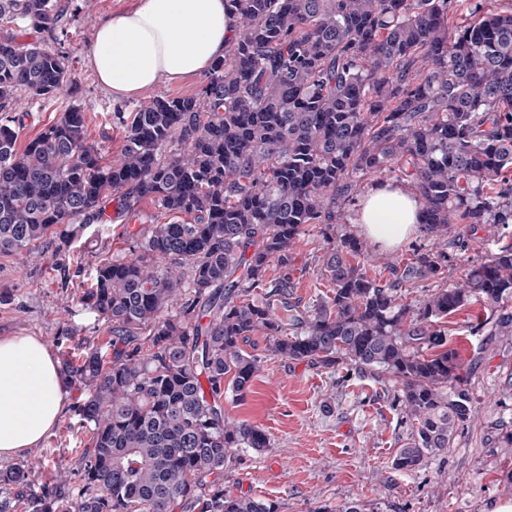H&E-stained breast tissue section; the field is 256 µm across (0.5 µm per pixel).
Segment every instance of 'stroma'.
I'll list each match as a JSON object with an SVG mask.
<instances>
[{
	"instance_id": "1",
	"label": "stroma",
	"mask_w": 512,
	"mask_h": 512,
	"mask_svg": "<svg viewBox=\"0 0 512 512\" xmlns=\"http://www.w3.org/2000/svg\"><path fill=\"white\" fill-rule=\"evenodd\" d=\"M129 0H92L93 17H73L66 32L13 28L20 42L62 50L70 60V82L49 98L20 97L13 113L20 119L19 145H26L51 126L69 106L88 116L86 137L106 157H118L123 145L122 119L156 96L198 93L202 78L160 83L144 95L116 101L93 75L86 52L96 21L128 5ZM151 201H142L139 215L91 225L70 249L45 247L35 258L0 254V289L10 298L0 303V336H33L52 353L94 344L112 336V326L81 308L79 298L90 286L95 264L128 255L139 228L167 222ZM423 233L385 251L364 241L358 258L368 275L383 277L381 256L411 258L414 248L428 246ZM326 245L323 227L304 225L288 265L297 282L290 301L307 310L330 287L320 275L319 258ZM469 311L452 316L450 341L461 362L469 365L474 418L458 429L450 446L431 457L425 468L407 474L391 460L409 426L401 420L395 397L398 384L347 368L324 369L272 354L263 335L252 336L248 352L260 370L244 396L226 394L224 411L236 420L262 428L268 448L239 451L237 462L224 470V488L234 495L277 501L280 512H313L320 506L341 512L356 504L359 512H496L512 504V336H472L465 324ZM83 394L68 385L57 425L38 447L0 457V470L19 462L29 465L34 486L51 481L54 470L77 471L88 436L74 430L73 406Z\"/></svg>"
}]
</instances>
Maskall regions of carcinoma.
<instances>
[{"mask_svg":"<svg viewBox=\"0 0 512 512\" xmlns=\"http://www.w3.org/2000/svg\"><path fill=\"white\" fill-rule=\"evenodd\" d=\"M226 6L240 31L224 59L197 94L139 105L114 162L85 140L75 105L19 149L14 99L58 94L69 60L0 35V253L69 245L112 220L111 205L117 218L137 217L144 200L172 215L144 228L128 257L97 264L82 296L112 340L86 346L79 362L62 352L91 434L78 473L33 491L24 465L0 471L15 489L0 512H280L224 491L239 449L270 447L262 428L224 417V393L243 395L260 370L242 348L257 332L276 356L396 380L411 434L392 466L414 473L473 416L445 319L478 302L486 317L471 335H512V10L466 0ZM69 8L0 0V22L63 32ZM372 175L419 199L431 247L384 262L390 277L379 280L352 262L363 243L346 230L321 258L331 295L278 317L301 227L349 224L346 206ZM475 246L485 255L456 284L403 301L402 288Z\"/></svg>","mask_w":512,"mask_h":512,"instance_id":"cac0c4a2","label":"carcinoma"}]
</instances>
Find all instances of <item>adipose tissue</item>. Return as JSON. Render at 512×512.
Instances as JSON below:
<instances>
[{"label":"adipose tissue","instance_id":"ef3b65f1","mask_svg":"<svg viewBox=\"0 0 512 512\" xmlns=\"http://www.w3.org/2000/svg\"><path fill=\"white\" fill-rule=\"evenodd\" d=\"M238 31L224 0H132L99 23L87 63L113 99L207 73ZM420 203L402 187L376 186L355 223L383 247L400 245L420 222ZM66 395L57 359L31 336L0 338V457L36 447L55 426Z\"/></svg>","mask_w":512,"mask_h":512}]
</instances>
